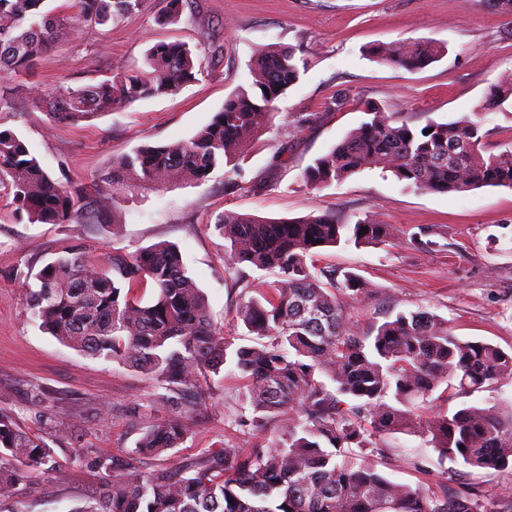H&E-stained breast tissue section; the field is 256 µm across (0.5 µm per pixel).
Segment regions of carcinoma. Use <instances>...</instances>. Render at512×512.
Instances as JSON below:
<instances>
[{
  "label": "carcinoma",
  "instance_id": "carcinoma-1",
  "mask_svg": "<svg viewBox=\"0 0 512 512\" xmlns=\"http://www.w3.org/2000/svg\"><path fill=\"white\" fill-rule=\"evenodd\" d=\"M46 2L0 0V71L27 75L48 46L86 27H110L144 0H71L65 13ZM183 6L168 0L163 22L178 23ZM445 51L431 41L405 40L375 45L368 55L380 65L418 70ZM306 69L292 46L256 51L249 83L236 87L191 138L138 147L82 188L53 178L21 135L0 129V188L13 215L32 224H99L108 213L95 195L100 181L115 190L159 189L204 182L222 166L225 184L240 187L247 144L266 133L277 102ZM200 73L187 44L158 42L141 68L95 85L33 86L28 97L32 108L78 122L118 104L173 94ZM508 102L512 73L489 88L477 111L452 121L415 127L369 103L365 119L304 170L303 182L319 189L379 169L421 193L512 188V142L493 153L482 132L484 117ZM215 228L230 243L238 281L248 277L243 264L279 271L273 293L238 307L237 322L256 337L251 345L235 344L212 322L181 251L166 241L101 262L69 250L24 275L32 317L61 343L143 371L177 399L228 367L245 381L242 395L254 421H283L279 442L249 453L210 449L173 470L115 476L81 512H484L471 493L450 497L396 483L363 456L370 437L401 433L473 470L512 468V403L507 412L463 405L421 413L440 389L467 394L511 377L512 352L460 340L447 321L426 312H399L368 336L351 333L337 293L356 296L364 284L352 274L337 279L314 256L325 247L384 245L392 239L387 224L226 211ZM147 287L154 294L145 302L135 292ZM185 433L182 415L174 414L144 433L136 453L165 454ZM15 461L38 471L48 462L47 446L1 411V498L11 497L20 480Z\"/></svg>",
  "mask_w": 512,
  "mask_h": 512
}]
</instances>
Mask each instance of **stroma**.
Listing matches in <instances>:
<instances>
[{"label": "stroma", "mask_w": 512, "mask_h": 512, "mask_svg": "<svg viewBox=\"0 0 512 512\" xmlns=\"http://www.w3.org/2000/svg\"><path fill=\"white\" fill-rule=\"evenodd\" d=\"M165 8L166 0H145L112 28H87L47 49L32 75L0 73V86L80 87L142 66L159 41H182L199 54L202 75L177 93L87 121L58 122L17 99L16 117L0 124L19 131L54 177L84 186L139 146L189 139L246 83L249 61L261 47L295 46L308 66L279 102L270 129L250 145L243 189L226 188L219 170L207 181L164 191L124 190L108 226L20 222L0 201V410L49 447L44 469L25 472L14 497L0 501V512H77L128 464L149 473L208 448L246 451L281 435L274 422L241 424L250 411L240 397L241 379L228 371L200 383L184 406L186 435L178 448L157 458L138 456L145 430L170 414L163 388L140 370L64 345L28 310L20 274L69 248L99 260L159 241L176 244L213 322L241 344L240 302L269 294L277 275L253 270L247 283H234L224 262L226 243L214 228L217 215L315 212L349 224L369 217L392 225L390 243L328 248L315 257L318 266L355 273L366 283L365 293L341 299L354 335L370 334L396 313L426 310L447 320L460 339L512 351V189L419 193L378 169L320 189L301 181L308 165L360 123L366 103L414 126L476 111L488 88L512 71V13L495 11L488 0H187L180 22L164 25ZM204 30L223 42L220 60L201 45ZM400 39L438 42L447 51L416 71L379 65L366 54L372 45ZM295 120L302 126L292 134L288 126ZM421 227L429 228L431 246L412 242ZM509 401L512 378H505L471 394L435 399L432 407L446 412L477 404L501 411ZM371 441L369 457L390 480L452 495L471 492L484 512H512L511 469L476 471L439 459L416 436L375 435ZM99 454L114 458L113 471L97 468Z\"/></svg>", "instance_id": "1"}]
</instances>
